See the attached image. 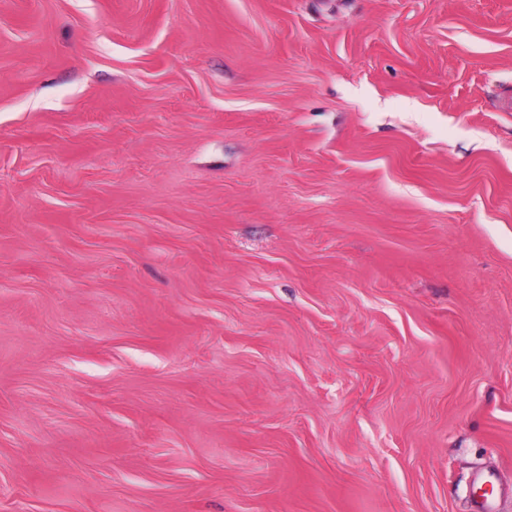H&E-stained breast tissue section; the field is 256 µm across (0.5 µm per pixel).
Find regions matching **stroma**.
Segmentation results:
<instances>
[{
    "instance_id": "obj_1",
    "label": "stroma",
    "mask_w": 512,
    "mask_h": 512,
    "mask_svg": "<svg viewBox=\"0 0 512 512\" xmlns=\"http://www.w3.org/2000/svg\"><path fill=\"white\" fill-rule=\"evenodd\" d=\"M512 512V0H0V512Z\"/></svg>"
}]
</instances>
